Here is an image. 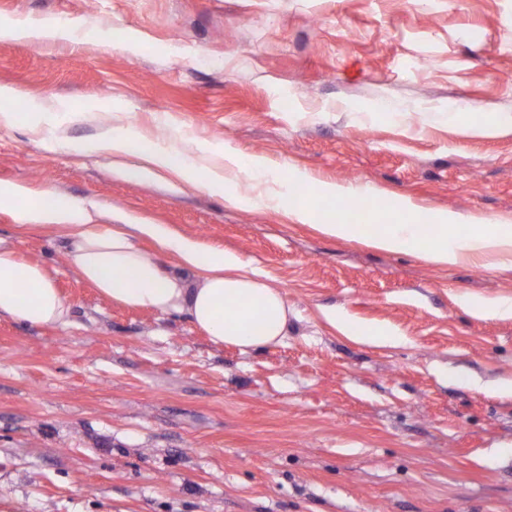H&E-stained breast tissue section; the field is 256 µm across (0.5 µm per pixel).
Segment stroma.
Instances as JSON below:
<instances>
[{
    "instance_id": "1",
    "label": "stroma",
    "mask_w": 512,
    "mask_h": 512,
    "mask_svg": "<svg viewBox=\"0 0 512 512\" xmlns=\"http://www.w3.org/2000/svg\"><path fill=\"white\" fill-rule=\"evenodd\" d=\"M0 182L238 253L294 315L284 344L217 345L184 313L118 307L50 227L0 211L43 262L63 327L0 318V512H512V268L438 265L150 173L96 146L131 126L202 163L359 187L512 224V0H0ZM109 29L112 40L90 37ZM493 112L505 125L449 122ZM395 332L362 344L332 316ZM72 36L71 29L64 24L39 29L24 26H14L8 29H0V39L9 41L14 38H27L31 40H57L68 39Z\"/></svg>"
}]
</instances>
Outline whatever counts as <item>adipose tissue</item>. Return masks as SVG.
Masks as SVG:
<instances>
[{
	"mask_svg": "<svg viewBox=\"0 0 512 512\" xmlns=\"http://www.w3.org/2000/svg\"><path fill=\"white\" fill-rule=\"evenodd\" d=\"M97 147L115 156H142L151 167L176 172L185 182L216 194L224 191L225 169L242 165L240 155L232 150L224 152L223 166L193 164L178 150L160 146L131 127L104 132ZM269 171L266 161H251V191L235 195V202L275 210L287 205L286 194L264 187ZM28 195L21 185L0 182V210L16 211L31 224L60 228L69 266L113 303L187 313L217 345L261 349L287 339L291 310L284 295L238 254L204 248L163 224H88L80 220L77 206L68 198L49 191L33 202ZM378 209L387 218L375 235L379 249L415 251L439 264L489 261L512 266V224H473L463 231L456 217L445 211L432 213L429 223H413L414 205L407 200L384 202ZM140 238L174 254L177 267L164 268L155 255L141 250L136 244ZM1 316L34 326H64L71 317V308L47 268L2 241Z\"/></svg>",
	"mask_w": 512,
	"mask_h": 512,
	"instance_id": "1",
	"label": "adipose tissue"
}]
</instances>
